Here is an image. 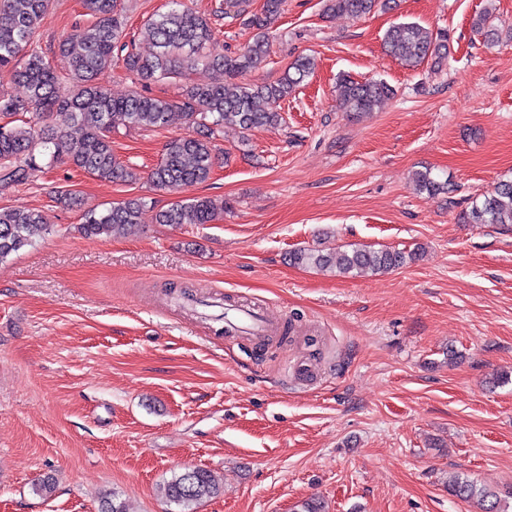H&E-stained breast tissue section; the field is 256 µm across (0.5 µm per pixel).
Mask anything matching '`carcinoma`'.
Returning a JSON list of instances; mask_svg holds the SVG:
<instances>
[{
	"mask_svg": "<svg viewBox=\"0 0 512 512\" xmlns=\"http://www.w3.org/2000/svg\"><path fill=\"white\" fill-rule=\"evenodd\" d=\"M122 0H83L94 21L77 24L59 45L66 62L60 76L33 47L47 23L52 0H0V77L22 85V97L0 94V182L19 184L36 165L37 148L48 151L50 163H67L100 179L119 183L139 180L136 169L112 151V133L119 127L166 128L183 124L189 132L168 140L162 159L149 174L159 190L176 192L207 181L215 164L213 140L220 128L232 123L249 131L275 128L283 122L281 103L314 69L309 57L290 63L274 82L238 81L255 70L266 57L273 41V24L284 0H264L258 12L249 11L250 0H223L208 18L193 11L184 0H167V10L149 20L153 49L148 54L127 50L123 42ZM394 0H326L324 12L360 17L378 9H389ZM245 19L254 30L252 41L226 52L216 37L213 22ZM389 52L407 64L431 56L442 62L447 57L448 33H433L415 23H398L385 34ZM121 59L125 70L142 84L178 78L187 67L202 65L224 71V82L183 85L174 98H155L132 92L110 96L99 85V76ZM394 89L384 81L341 80L338 103L353 115L374 111ZM35 113L47 126L40 130L13 123V118ZM78 126L82 137L72 140L67 129ZM416 190L430 196L451 192L448 180H440L428 168L414 174ZM144 202L128 199L101 211L89 209L82 215L80 230L97 237L140 224ZM224 213V201L211 197L177 200L156 214L159 224H211ZM465 224L512 225V179L502 180L490 194L475 200L463 212ZM48 230L40 213L32 210L0 209V261L32 246ZM413 254L399 250L299 249L289 254L294 266L331 268L343 275L380 273L405 266ZM163 491L180 512H195L196 506L221 493L211 471L186 469L168 480ZM448 491L463 500H476L482 512H499L498 494L468 479H455ZM100 512H129L117 493L104 498Z\"/></svg>",
	"mask_w": 512,
	"mask_h": 512,
	"instance_id": "obj_1",
	"label": "carcinoma"
}]
</instances>
